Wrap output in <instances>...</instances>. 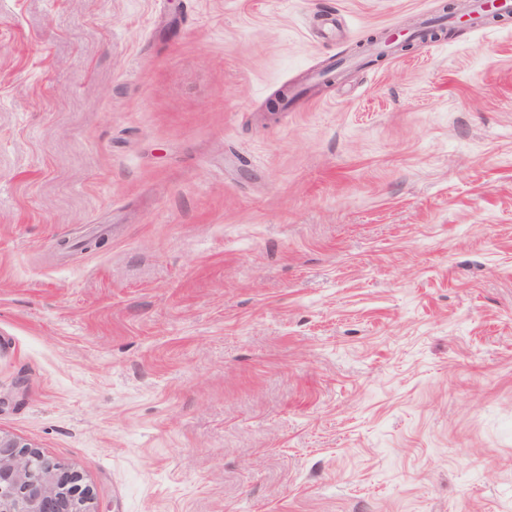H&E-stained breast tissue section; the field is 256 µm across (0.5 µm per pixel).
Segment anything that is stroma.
<instances>
[{
    "label": "stroma",
    "mask_w": 512,
    "mask_h": 512,
    "mask_svg": "<svg viewBox=\"0 0 512 512\" xmlns=\"http://www.w3.org/2000/svg\"><path fill=\"white\" fill-rule=\"evenodd\" d=\"M445 2L0 0V431L97 512H512V17L320 76Z\"/></svg>",
    "instance_id": "stroma-1"
}]
</instances>
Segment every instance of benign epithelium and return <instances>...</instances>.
<instances>
[{
  "mask_svg": "<svg viewBox=\"0 0 512 512\" xmlns=\"http://www.w3.org/2000/svg\"><path fill=\"white\" fill-rule=\"evenodd\" d=\"M0 512H97L80 475L0 432Z\"/></svg>",
  "mask_w": 512,
  "mask_h": 512,
  "instance_id": "benign-epithelium-1",
  "label": "benign epithelium"
}]
</instances>
